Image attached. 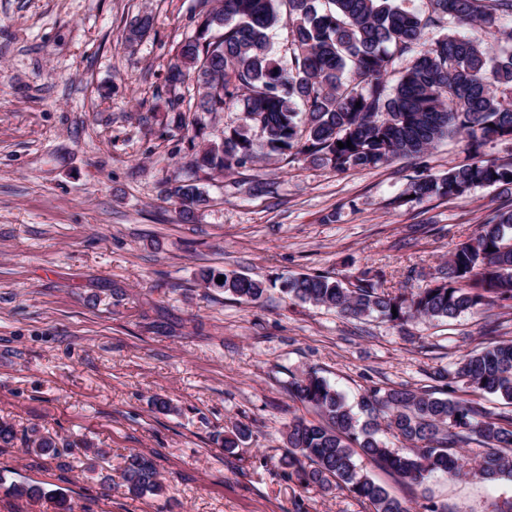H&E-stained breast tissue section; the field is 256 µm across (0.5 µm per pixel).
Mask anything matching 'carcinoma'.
<instances>
[{"label":"carcinoma","instance_id":"obj_1","mask_svg":"<svg viewBox=\"0 0 512 512\" xmlns=\"http://www.w3.org/2000/svg\"><path fill=\"white\" fill-rule=\"evenodd\" d=\"M202 20L196 34L179 43L168 82L177 88L194 71L198 112L241 110L242 122L224 128L221 142L201 150L190 147L187 168L237 173L275 156L304 154L338 171L375 169L395 157L425 154L441 140L464 135L474 150L491 138L512 139V0H426L424 12L403 9L398 0H199ZM291 29L290 60L274 58L269 32L280 22ZM477 28L495 39L462 35L448 24ZM153 18L131 22L128 39L144 37ZM222 34L211 38L212 29ZM429 28L445 33L426 42ZM407 58L398 83L388 89L387 75L396 60ZM352 143L340 148L337 142ZM512 185V162L476 159L451 166L439 177L410 179L404 201L452 199L479 186ZM251 196L270 194L263 179L233 182ZM168 195L180 204L187 221L209 197L192 179H176ZM224 292L245 302L260 299L266 282L235 272L224 273ZM288 297L333 309L354 318L377 315L404 327L415 319H453L480 315L489 305L512 306V209L497 211L478 225L475 236L452 250L433 284L394 294L371 279L349 287L327 275L300 274L285 279ZM442 387L373 388L362 396L361 423L343 395L325 378L306 372L292 378L288 393L314 407L321 420L289 423L285 466L297 467L301 481L320 487L344 485L368 501L374 512H411L361 473L355 456L363 455L408 485H422L441 473L460 477L472 472L486 481L512 477V416H502L474 399L448 398L452 383L471 392L496 395L512 404V340L466 353L452 378L440 374ZM385 427L402 447L378 437ZM27 450L58 453L49 436L33 433ZM484 448L480 459L461 453ZM127 493L141 498L163 491L154 461L131 453L121 467ZM13 494L47 500L57 512H72L67 495L34 485H12Z\"/></svg>","mask_w":512,"mask_h":512}]
</instances>
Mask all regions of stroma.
I'll list each match as a JSON object with an SVG mask.
<instances>
[{"label":"stroma","instance_id":"35a3bbf8","mask_svg":"<svg viewBox=\"0 0 512 512\" xmlns=\"http://www.w3.org/2000/svg\"><path fill=\"white\" fill-rule=\"evenodd\" d=\"M145 11L150 32L128 43ZM199 22L197 0H0V420L72 445L57 458L0 448V512H53L11 494L14 483L64 489L74 512H373L345 486H307L281 466L288 423L316 417L289 396L292 377L318 371L354 404L373 387L423 389L468 351L512 340V308L402 330L279 288L317 273L396 293L426 287L478 224L512 209V193L484 186L407 203L408 179L478 154L510 162L512 141L476 152L457 136L363 171L270 159L248 170L274 185L258 197L219 172L190 175L189 145L242 117L203 115L200 136L171 123L169 67ZM188 176L211 202L183 222L166 188ZM203 268L269 290L244 303L199 281ZM159 395L169 412L155 409ZM240 422L252 434L227 453ZM84 441L107 458L90 462ZM132 451L152 457L163 494H127L120 468ZM358 463L412 512L512 501V478L407 485Z\"/></svg>","mask_w":512,"mask_h":512}]
</instances>
